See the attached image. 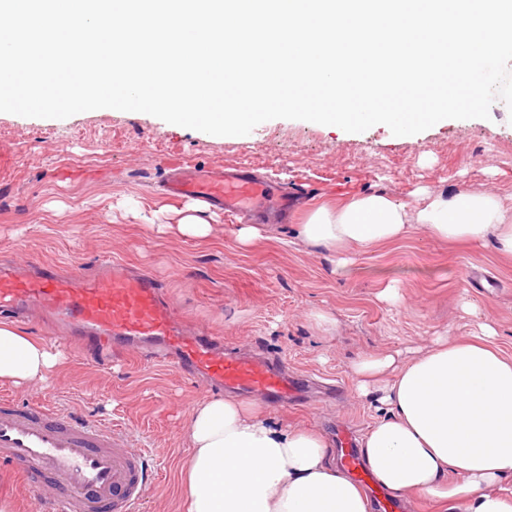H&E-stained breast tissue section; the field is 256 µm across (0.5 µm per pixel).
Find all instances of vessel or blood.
Segmentation results:
<instances>
[{
	"instance_id": "obj_1",
	"label": "vessel or blood",
	"mask_w": 512,
	"mask_h": 512,
	"mask_svg": "<svg viewBox=\"0 0 512 512\" xmlns=\"http://www.w3.org/2000/svg\"><path fill=\"white\" fill-rule=\"evenodd\" d=\"M166 194L203 200L225 214L274 210L288 216L295 203L272 183L240 170L213 172L182 162L170 169ZM48 317L56 337L86 349L155 350L159 363H175L203 377L206 388L257 391L276 403L297 391L279 363L225 355L218 337L184 335L159 280L107 259L95 272L60 270L48 262L0 263V318L22 320L31 312ZM121 432L98 421L77 419L47 405L0 401V461L25 478L35 512H139L151 484L143 451L124 447ZM340 446L355 480L368 485L351 439ZM57 484L45 503V479Z\"/></svg>"
}]
</instances>
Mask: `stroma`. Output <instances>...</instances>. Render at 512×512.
<instances>
[{"mask_svg":"<svg viewBox=\"0 0 512 512\" xmlns=\"http://www.w3.org/2000/svg\"><path fill=\"white\" fill-rule=\"evenodd\" d=\"M182 158L214 170L253 168L303 202L289 224H264L245 248L241 218L215 211L204 240L167 230L161 184ZM381 192L415 204L421 189L487 190L512 204V111L495 100L489 119L441 121L408 137L374 125L361 133L273 119L245 136L204 135L155 116L110 108L65 119L0 113V261L94 267L106 257L158 277L178 316L224 339L225 349L285 361L311 382L299 403L270 406L272 426L297 424L334 440L337 426L363 437L375 405L357 397L350 365L365 353L430 347L474 335L493 320L512 354V260L492 246H452L417 228L346 267L304 244L297 226L317 205ZM396 295L381 296L387 286ZM476 308L464 314L462 301ZM336 320L318 330L315 312ZM63 361L44 386L0 385V396L44 402L105 423L145 449L151 490L141 512H174L183 486L188 415L210 392L134 353L102 359L52 342Z\"/></svg>","mask_w":512,"mask_h":512,"instance_id":"obj_1","label":"stroma"}]
</instances>
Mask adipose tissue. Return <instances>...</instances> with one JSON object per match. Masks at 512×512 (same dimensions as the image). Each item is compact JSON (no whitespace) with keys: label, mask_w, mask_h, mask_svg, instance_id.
Segmentation results:
<instances>
[{"label":"adipose tissue","mask_w":512,"mask_h":512,"mask_svg":"<svg viewBox=\"0 0 512 512\" xmlns=\"http://www.w3.org/2000/svg\"><path fill=\"white\" fill-rule=\"evenodd\" d=\"M451 243L492 244L512 257V206L479 191L426 193L416 206L381 193L320 206L300 240L340 265L405 238L414 225ZM483 322L467 340L448 336L407 359L367 355L351 365L356 392L384 407L361 443L380 486L406 501L452 503L456 512H512V356ZM59 355L0 323V384H41ZM188 460L177 512H370L363 489L332 460L317 431L270 425L256 401L215 397L189 412Z\"/></svg>","instance_id":"obj_1"}]
</instances>
